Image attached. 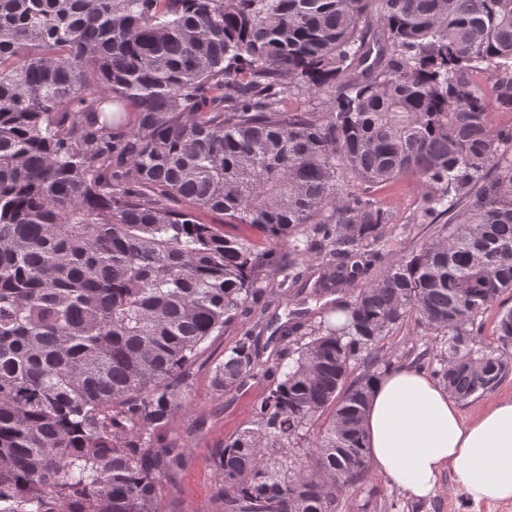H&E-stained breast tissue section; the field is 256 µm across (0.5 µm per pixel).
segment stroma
<instances>
[{"mask_svg":"<svg viewBox=\"0 0 512 512\" xmlns=\"http://www.w3.org/2000/svg\"><path fill=\"white\" fill-rule=\"evenodd\" d=\"M376 196L399 217L398 223L387 228V248L391 254L410 253L431 238L434 225L415 224L407 230L400 225L401 219L420 204L421 196L413 176L402 177L395 184L377 191ZM277 252V265L262 272L267 288L265 299L269 304L265 321L283 323L289 313L298 311L303 312L306 323L319 321L321 313L329 309L325 300L290 296L286 286L289 266H296L304 280L310 283L318 277L316 268L295 262L287 247H278ZM255 321V316H243L224 335L210 337L190 370L184 405L171 429L172 436L178 438L187 450V463L178 473L175 487L165 501L166 512H218L212 457L225 441L250 426L253 405L262 397L266 382L258 376L249 380L241 391L222 395L212 386V367L240 336L253 330ZM435 346L434 333L424 331L410 317L376 347L374 354L379 360L397 366L423 368L432 360ZM338 512H512V504L470 503L460 485L446 473L441 475L433 496L414 500L385 476L371 472L341 498Z\"/></svg>","mask_w":512,"mask_h":512,"instance_id":"35a3bbf8","label":"stroma"}]
</instances>
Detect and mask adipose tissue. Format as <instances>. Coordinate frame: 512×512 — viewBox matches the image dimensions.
Here are the masks:
<instances>
[{
    "mask_svg": "<svg viewBox=\"0 0 512 512\" xmlns=\"http://www.w3.org/2000/svg\"><path fill=\"white\" fill-rule=\"evenodd\" d=\"M363 430L372 469L413 499L447 472L473 503L512 502V399L466 422L425 371L398 367L374 382Z\"/></svg>",
    "mask_w": 512,
    "mask_h": 512,
    "instance_id": "adipose-tissue-1",
    "label": "adipose tissue"
}]
</instances>
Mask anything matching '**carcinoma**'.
Listing matches in <instances>:
<instances>
[{
	"label": "carcinoma",
	"instance_id": "carcinoma-1",
	"mask_svg": "<svg viewBox=\"0 0 512 512\" xmlns=\"http://www.w3.org/2000/svg\"><path fill=\"white\" fill-rule=\"evenodd\" d=\"M322 98L291 112L290 99ZM512 0H0V512H163L187 463L166 434L200 346L266 294L288 244L354 286L314 325L215 363L216 391L268 379L214 459L221 512H337L368 473L375 373L352 363L403 321L441 337L468 400L512 366L479 316L512 289ZM411 175L388 257L374 192ZM384 204L389 205L398 215L399 224H390L387 228V250L393 255L408 254L432 238L437 224H410V230L402 229L405 218L414 212L420 204V192L415 187L411 175L402 177L398 182L375 193Z\"/></svg>",
	"mask_w": 512,
	"mask_h": 512
}]
</instances>
